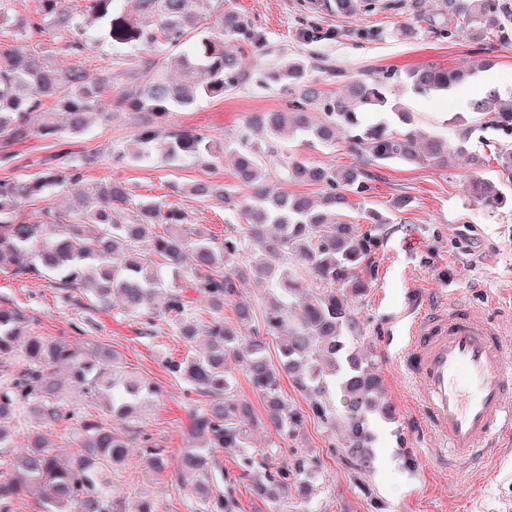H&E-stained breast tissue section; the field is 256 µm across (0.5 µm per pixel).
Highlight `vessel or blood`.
I'll return each mask as SVG.
<instances>
[{"label": "vessel or blood", "instance_id": "1", "mask_svg": "<svg viewBox=\"0 0 512 512\" xmlns=\"http://www.w3.org/2000/svg\"><path fill=\"white\" fill-rule=\"evenodd\" d=\"M400 360L421 394V425L458 464L512 437V329L470 307L434 301L415 311Z\"/></svg>", "mask_w": 512, "mask_h": 512}]
</instances>
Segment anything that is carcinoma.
I'll use <instances>...</instances> for the list:
<instances>
[{"instance_id":"cac0c4a2","label":"carcinoma","mask_w":512,"mask_h":512,"mask_svg":"<svg viewBox=\"0 0 512 512\" xmlns=\"http://www.w3.org/2000/svg\"><path fill=\"white\" fill-rule=\"evenodd\" d=\"M42 18L18 20V26L53 37L70 35L66 49L79 53L86 44L73 37L85 28L77 16L56 11L58 0H40ZM89 0V25L104 22L105 38L113 47L149 50L167 44L178 47L189 33L196 42L191 51L176 56L179 81L171 80L164 67L151 57L141 59L137 70L107 74L84 69L58 70L34 52L19 54L0 50V157L11 158L9 148L34 134L55 131L46 101L67 114L70 131L81 133L89 115L96 113L100 94L112 89V78L124 82L116 111L142 115L136 143L157 144L168 162L186 158L207 160L224 152L232 157L239 186L251 189L246 201L227 185L200 184L197 196L215 199L224 210L243 219L227 224L224 243L215 246L200 231L185 227V215L165 209L160 200L132 203L128 188L117 182L87 187L73 201L68 213L49 224L20 220V205L50 188H60L76 176L72 166L54 163L33 179L0 182V267L14 277L55 281L67 300L85 297L105 306L112 296L121 298L125 312L154 320L163 314L181 336L192 341L195 326L187 321L193 290L209 298L215 317L205 343L182 361H172L170 372L209 397L208 406L192 415L196 444L182 454V465L173 476L175 488H189L203 512H238L230 492L216 493L210 482L209 463L222 451L236 454L248 447L247 431L256 421L253 407L235 393L232 366L244 369L253 390L267 408V420L275 431L296 427L302 416L287 408L281 398V377L288 374L307 397L310 412L328 427L343 424V451L360 468L372 462V417L392 420L395 409L380 403L382 381L369 362L352 349L350 340L359 325L344 289L356 294L368 288L371 231L360 232L342 220L353 207L373 224H389L391 218L364 206L352 197L362 196L369 173L366 164L345 168L312 167L284 156L283 143L297 138L312 146L331 143L345 132L361 147L368 161L446 166L468 150V138L454 146L441 136L426 138L406 128L392 131L382 122L370 128L360 124L362 112L394 113L402 121L408 111L389 99L387 74L354 79L331 94L311 78L309 64L300 56H286L268 73V79L286 89L288 111L259 112L250 116L237 139L217 146L211 139L191 132L164 131L161 118L176 109H187L202 97H222L247 75L239 51L228 49L225 38L243 37L253 48L263 46L261 36L249 33L230 6L222 4L221 20L210 21L212 0ZM329 8L349 15L378 11L380 0H333ZM457 18L458 31L476 43L512 45V5L504 0H446L440 16ZM437 25L433 16L415 14L402 20L396 31L414 33L418 24ZM485 63L445 68L428 64L408 70L402 82L414 92L446 93L476 76ZM473 127L491 126L512 134V97L504 99L495 89L470 103ZM259 128L263 137L250 132ZM284 182L318 183L326 193L317 201L302 194L272 191L268 176ZM473 199L489 210L503 204L496 186L480 178L470 185ZM134 204L131 223L108 221L107 211ZM165 219L164 233L153 230L154 218ZM253 246L257 256L249 266L234 259ZM322 284L304 287L307 278ZM268 284L263 331L244 338L253 313L238 306L237 327L224 323L219 312L238 298L246 282ZM30 317L19 307L0 308V512H18V498L28 497L44 512H115L110 485L112 469L121 464L134 446L144 452L151 469L164 471L162 450L148 445L134 427L147 400L157 394L155 385L123 370L118 357L103 347L84 350L65 341L27 334ZM279 341L278 362L267 354V338ZM22 354H17L19 342ZM21 359H16V356ZM68 382L85 395L102 401L112 416L126 422L121 430L94 419L82 425L78 447L64 452L38 436L28 450L8 456L11 447L9 421L22 410L56 424L70 412L60 401ZM340 397L342 406L335 405ZM142 443H137V439ZM288 488V471L268 475L264 494L278 499Z\"/></svg>"}]
</instances>
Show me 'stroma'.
<instances>
[{
	"mask_svg": "<svg viewBox=\"0 0 512 512\" xmlns=\"http://www.w3.org/2000/svg\"><path fill=\"white\" fill-rule=\"evenodd\" d=\"M233 5L246 29L264 38V47L256 54L248 52L243 38L231 42L233 48L246 50L250 79L224 97L205 98L193 108L171 113L169 130L197 131L221 142L235 136L255 113L286 111L287 93L278 85H262L254 78L286 54L305 56L313 76L321 78L325 89L332 92L351 79L392 69L404 71L426 63L454 67L473 59L492 60L489 71L454 87L448 95L418 94L399 83L391 87L392 99L404 103L415 128L426 134L447 135L453 143L470 118L469 112L455 110L454 98L476 99L490 85L503 95H512V47L479 45L424 24L412 38L405 39L395 35L398 17L390 10L346 16L316 6L314 0H233ZM39 9V0H12L9 20L0 25V45L24 52L44 51L64 69L137 68L139 53L109 48L100 35H92L86 49L74 54L63 50L61 41L50 35L18 28V19L36 17ZM120 90V84H113L111 92L99 100L102 111L112 113V120H93L81 134L73 135L66 128L64 114H56L54 134L31 137L14 146L13 159H0V182L37 176L44 159L55 154L69 155L79 167L77 181L23 204L22 220L51 222L64 210L71 193L95 183L118 181L126 184L134 201L157 199L180 208L188 225L223 241L224 227L234 223V215L217 201L188 194L186 188L195 182L235 184L230 158L223 155L206 164L187 159L172 166L154 150L138 163L118 160V153L130 147L137 131L133 114L114 111ZM505 142L502 134L490 128L471 135L470 152L487 160L478 170L463 161L448 167L398 162L369 165L367 200L371 207L385 213L395 197L408 196L414 201L410 210L380 225L382 242L372 256L371 285L350 299L360 324L354 344L381 376L384 397L394 405L396 419L374 418V458L364 473L342 453L340 431L316 419H306L294 433H276L264 418L263 399L253 391L245 373L236 371L235 392L251 402L259 418L250 450L257 463L246 469L238 457L221 453L211 472L216 489H234L239 512H507L512 507V442L503 443L485 465L468 468L456 478L449 476L441 464L443 443L419 427V391L403 375L395 358L405 313L422 307L437 290L491 315L512 305V183L499 176L494 159ZM281 150L313 165L338 168L363 158L344 135L332 147L303 146L295 141L283 144ZM89 155L96 161L87 166L83 160ZM475 175L494 180L506 196L497 212L469 199L468 180ZM9 305L25 308L35 335L82 347L105 345L127 370L158 386L159 393L138 428L164 448L167 469L160 475L150 473L136 452L115 469L112 499L123 512H130L143 497L153 501L155 512H200L195 499L176 491L172 483L183 449L192 444L191 414L204 407L205 398L168 371L170 360L183 359L189 352L171 320L160 317L148 327L141 317L124 313L119 303L108 308L77 306L64 300L47 281L19 280L0 272V307ZM76 408V418L52 426L39 423L30 412H21L11 423L13 452L27 448L37 432L53 445L74 447L82 417L104 415L102 406L94 401H81ZM301 459L310 465L301 484L289 486L275 502L258 496L256 487L265 483L270 468H291Z\"/></svg>",
	"mask_w": 512,
	"mask_h": 512,
	"instance_id": "stroma-1",
	"label": "stroma"
}]
</instances>
